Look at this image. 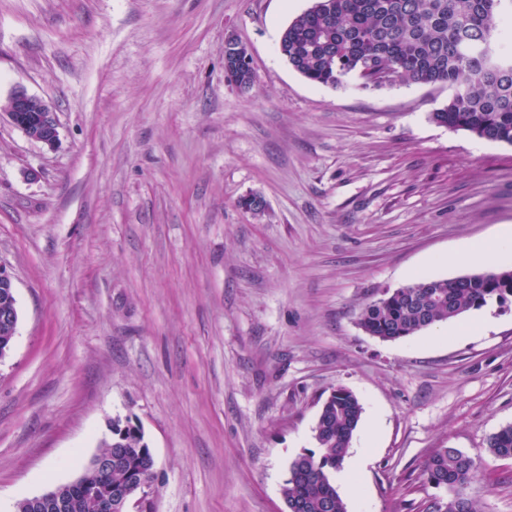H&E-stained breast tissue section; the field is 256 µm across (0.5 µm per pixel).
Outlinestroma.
<instances>
[{
    "label": "stroma",
    "instance_id": "35a3bbf8",
    "mask_svg": "<svg viewBox=\"0 0 512 512\" xmlns=\"http://www.w3.org/2000/svg\"><path fill=\"white\" fill-rule=\"evenodd\" d=\"M312 0H0V100L47 101L55 147L0 119V512L76 478L114 418L140 426L152 512H284L288 464L336 387L379 421L348 512H424L437 448L512 512V304L368 336L364 305L471 266L512 225V146L435 124L439 85L310 83L278 52ZM236 37L255 73L224 79ZM266 200L258 214L241 198ZM454 258L462 263L507 264L512 261V225H500L491 239L472 243ZM12 284L10 283H1L0 284V317H2V322L9 325V327L13 328V335L8 336V331H5L2 323L0 325V338H6V341L0 340V360L2 361L3 357L7 354L9 347V342L13 340L14 335L16 333V312L9 311L11 307H13L12 301L16 302V298L14 294H12ZM5 311H9L5 313ZM5 313V314H4ZM4 314V315H3ZM6 336V337H5ZM488 450L497 459H512V425H506L491 435Z\"/></svg>",
    "mask_w": 512,
    "mask_h": 512
}]
</instances>
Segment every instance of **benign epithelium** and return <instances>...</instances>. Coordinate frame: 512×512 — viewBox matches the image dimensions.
Here are the masks:
<instances>
[{"label": "benign epithelium", "mask_w": 512, "mask_h": 512, "mask_svg": "<svg viewBox=\"0 0 512 512\" xmlns=\"http://www.w3.org/2000/svg\"><path fill=\"white\" fill-rule=\"evenodd\" d=\"M241 42L234 37L225 40L224 70L241 69L246 77L254 79L250 56L241 52ZM0 112L9 121L21 125L20 113L38 112L39 132L31 139L54 146L59 139V125L54 109L45 101L28 94L24 89H16L6 101H0ZM112 453L96 452L87 464V469L74 481L67 484L72 490L86 493L87 506L94 512H150V499L154 493L155 481H145L137 485H112ZM42 505L64 512L72 507L67 492L54 487L36 497Z\"/></svg>", "instance_id": "7a95c632"}]
</instances>
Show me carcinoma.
Returning <instances> with one entry per match:
<instances>
[{"instance_id": "carcinoma-1", "label": "carcinoma", "mask_w": 512, "mask_h": 512, "mask_svg": "<svg viewBox=\"0 0 512 512\" xmlns=\"http://www.w3.org/2000/svg\"><path fill=\"white\" fill-rule=\"evenodd\" d=\"M279 54L308 81L338 86L357 74L376 85L407 82L448 87L431 120L490 143L512 146V0H313L282 33ZM512 303V270L455 278H423L364 306L359 325L370 336H413L490 303ZM363 412L339 387L322 403L313 427L316 449L288 465L282 495L288 512H347L333 472L348 453ZM112 451V483L150 478L153 458L139 429H112L99 447ZM488 450L512 459V425L491 435ZM480 465L455 448L427 459L429 483L459 500L456 512H477L464 490Z\"/></svg>"}]
</instances>
